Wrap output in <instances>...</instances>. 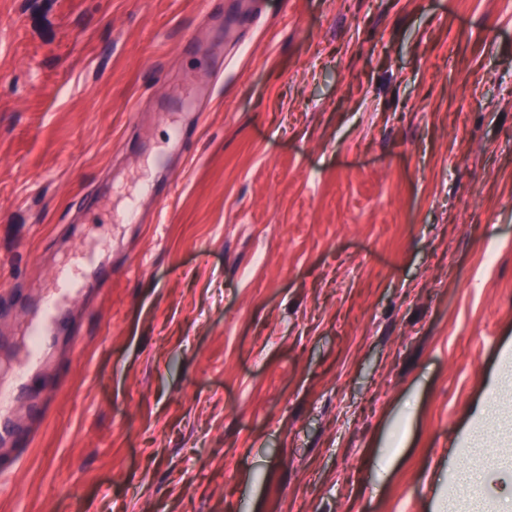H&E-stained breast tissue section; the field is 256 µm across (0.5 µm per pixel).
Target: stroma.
<instances>
[{
	"instance_id": "obj_1",
	"label": "stroma",
	"mask_w": 512,
	"mask_h": 512,
	"mask_svg": "<svg viewBox=\"0 0 512 512\" xmlns=\"http://www.w3.org/2000/svg\"><path fill=\"white\" fill-rule=\"evenodd\" d=\"M89 244L0 512H436L512 344V0H0V388ZM97 257L92 252L80 254V262L74 266L59 263L51 275L50 287L40 297V313L27 322L29 338L34 342L27 357L16 369V380L20 386L27 383L29 373L39 359L36 343L59 317L63 306L81 292L83 288L82 269L96 265ZM411 416L402 418L400 422L398 423V429L394 436V439L390 445V448L392 449L391 454L387 457L385 465L383 469L389 470L391 466L394 464L396 459L398 458L400 451L402 448H405L407 445V442L409 441L411 437Z\"/></svg>"
}]
</instances>
